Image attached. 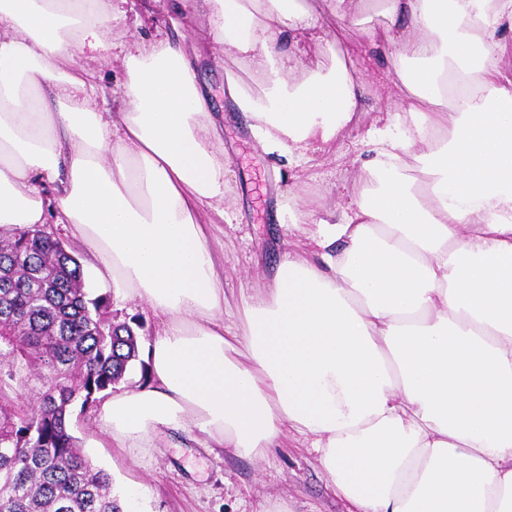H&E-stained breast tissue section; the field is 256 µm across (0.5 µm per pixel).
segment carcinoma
Masks as SVG:
<instances>
[{
	"mask_svg": "<svg viewBox=\"0 0 512 512\" xmlns=\"http://www.w3.org/2000/svg\"><path fill=\"white\" fill-rule=\"evenodd\" d=\"M138 359L134 328L89 297L52 226L0 236V512H123L70 419Z\"/></svg>",
	"mask_w": 512,
	"mask_h": 512,
	"instance_id": "carcinoma-1",
	"label": "carcinoma"
}]
</instances>
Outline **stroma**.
Segmentation results:
<instances>
[{
    "label": "stroma",
    "instance_id": "1",
    "mask_svg": "<svg viewBox=\"0 0 512 512\" xmlns=\"http://www.w3.org/2000/svg\"><path fill=\"white\" fill-rule=\"evenodd\" d=\"M120 43L94 62L98 75V111L108 112L128 76L125 42L148 41L193 28L212 29L209 14H192L188 0H128L124 15L113 22ZM338 47L350 50L353 72L366 73L363 108L358 119L335 139L310 153L302 171L313 199L314 218L337 211L354 189L361 163L386 126L409 121L395 103V74L390 57L364 52L360 31L350 21L336 24ZM196 77L208 96V108L224 118L227 220L210 225L217 267L222 272L224 319L236 322L241 291L258 286L264 270L278 263L286 243H301L287 231L276 207L292 188L282 179L281 159L266 154L252 137L243 114L224 95L225 64L213 42L186 40ZM90 296L109 298L119 320L137 319L139 353L147 355L159 318L145 303L86 280ZM100 408L73 414V434L94 464L108 471L115 492L131 486L140 491L148 512H348V503L331 488L303 436L289 432L280 447L240 456L229 448H206L181 431L167 430L152 447L120 448L100 421Z\"/></svg>",
    "mask_w": 512,
    "mask_h": 512
}]
</instances>
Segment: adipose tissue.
Segmentation results:
<instances>
[{
    "instance_id": "adipose-tissue-1",
    "label": "adipose tissue",
    "mask_w": 512,
    "mask_h": 512,
    "mask_svg": "<svg viewBox=\"0 0 512 512\" xmlns=\"http://www.w3.org/2000/svg\"><path fill=\"white\" fill-rule=\"evenodd\" d=\"M194 5L263 87L230 74L226 96L287 164L361 111L344 59L285 77V44L330 47L340 18L389 50L411 123L231 327L209 235L225 214L221 124L182 40L127 44L106 115L84 57L111 49L113 0H0V228L54 219L96 280L160 318L148 383L103 403L113 444L171 429L249 455L289 428L350 512H512V0Z\"/></svg>"
}]
</instances>
